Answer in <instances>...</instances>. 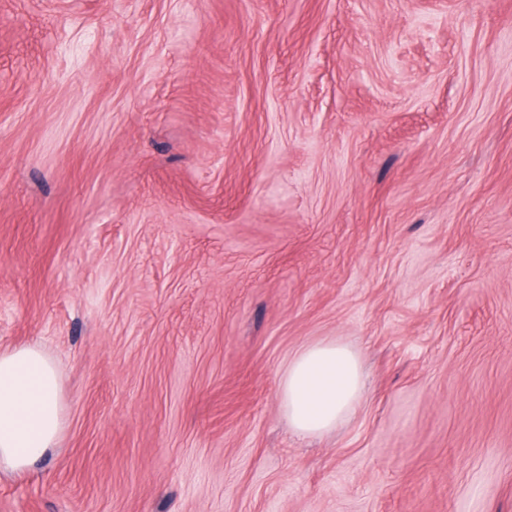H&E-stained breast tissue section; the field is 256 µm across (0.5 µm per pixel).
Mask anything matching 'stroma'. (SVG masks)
Instances as JSON below:
<instances>
[{"instance_id": "obj_1", "label": "stroma", "mask_w": 512, "mask_h": 512, "mask_svg": "<svg viewBox=\"0 0 512 512\" xmlns=\"http://www.w3.org/2000/svg\"><path fill=\"white\" fill-rule=\"evenodd\" d=\"M365 394L296 437L303 346ZM65 427L0 512H512V0H0V349ZM364 375L358 353L337 339L302 347L288 364L280 388L282 407L299 437L336 429L358 405Z\"/></svg>"}]
</instances>
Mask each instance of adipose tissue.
<instances>
[{"label": "adipose tissue", "mask_w": 512, "mask_h": 512, "mask_svg": "<svg viewBox=\"0 0 512 512\" xmlns=\"http://www.w3.org/2000/svg\"><path fill=\"white\" fill-rule=\"evenodd\" d=\"M363 391L358 353L340 340L322 339L292 358L280 398L292 432L311 437L336 429ZM63 426L64 406L51 358L35 346L0 352V473L29 471L56 448Z\"/></svg>", "instance_id": "1"}]
</instances>
